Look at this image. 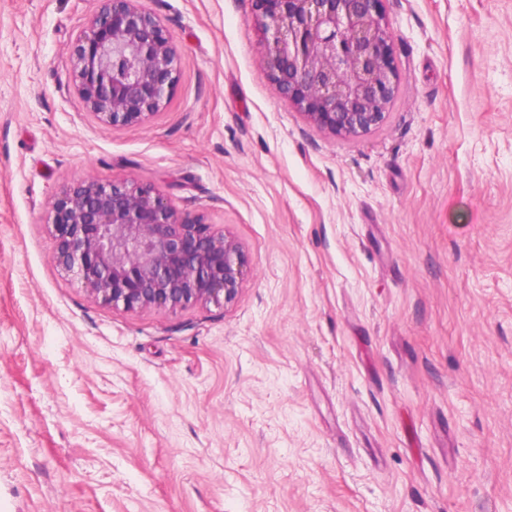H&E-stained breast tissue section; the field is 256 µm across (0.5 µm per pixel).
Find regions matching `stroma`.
I'll use <instances>...</instances> for the list:
<instances>
[{"instance_id":"obj_1","label":"stroma","mask_w":512,"mask_h":512,"mask_svg":"<svg viewBox=\"0 0 512 512\" xmlns=\"http://www.w3.org/2000/svg\"><path fill=\"white\" fill-rule=\"evenodd\" d=\"M143 4L179 78L112 131L69 66L100 0H0V512H512V0H385L354 138L275 94L251 0ZM85 176L224 226L235 301H96L47 226Z\"/></svg>"}]
</instances>
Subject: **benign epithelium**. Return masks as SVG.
I'll return each mask as SVG.
<instances>
[{"label":"benign epithelium","instance_id":"obj_1","mask_svg":"<svg viewBox=\"0 0 512 512\" xmlns=\"http://www.w3.org/2000/svg\"><path fill=\"white\" fill-rule=\"evenodd\" d=\"M384 0H253L277 96L317 128L355 137L380 126L398 89ZM180 48L142 0H102L72 40L69 62L88 113L105 128L161 114ZM57 261L103 303L129 312L233 302L248 256L203 214L150 183L83 177L54 199Z\"/></svg>","mask_w":512,"mask_h":512}]
</instances>
